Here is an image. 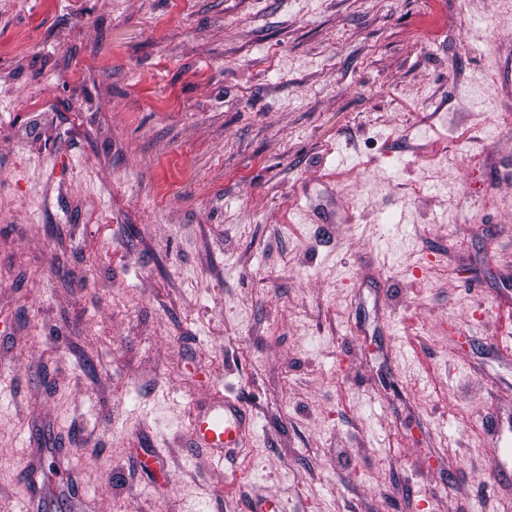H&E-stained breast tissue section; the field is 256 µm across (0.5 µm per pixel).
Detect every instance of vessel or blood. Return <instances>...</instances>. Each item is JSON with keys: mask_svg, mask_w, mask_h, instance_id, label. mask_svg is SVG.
<instances>
[{"mask_svg": "<svg viewBox=\"0 0 512 512\" xmlns=\"http://www.w3.org/2000/svg\"><path fill=\"white\" fill-rule=\"evenodd\" d=\"M249 422L250 417L245 409L227 404L193 418L190 436L219 454L224 449L239 447L242 431Z\"/></svg>", "mask_w": 512, "mask_h": 512, "instance_id": "b4317fda", "label": "vessel or blood"}]
</instances>
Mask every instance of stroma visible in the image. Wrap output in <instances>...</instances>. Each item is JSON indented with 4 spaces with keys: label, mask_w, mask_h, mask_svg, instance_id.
Listing matches in <instances>:
<instances>
[{
    "label": "stroma",
    "mask_w": 512,
    "mask_h": 512,
    "mask_svg": "<svg viewBox=\"0 0 512 512\" xmlns=\"http://www.w3.org/2000/svg\"><path fill=\"white\" fill-rule=\"evenodd\" d=\"M0 54V512H512V0H0ZM250 423L245 409L224 404L193 418L190 425L192 440L205 445L222 458L224 448H238L243 429Z\"/></svg>",
    "instance_id": "obj_1"
}]
</instances>
